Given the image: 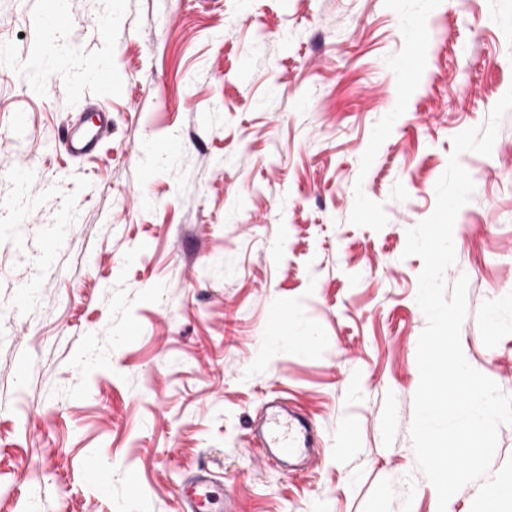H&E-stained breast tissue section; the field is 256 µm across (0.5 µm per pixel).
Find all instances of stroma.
Wrapping results in <instances>:
<instances>
[{
  "instance_id": "1",
  "label": "stroma",
  "mask_w": 512,
  "mask_h": 512,
  "mask_svg": "<svg viewBox=\"0 0 512 512\" xmlns=\"http://www.w3.org/2000/svg\"><path fill=\"white\" fill-rule=\"evenodd\" d=\"M65 2L58 35L41 0H0V512H183L200 464L239 512H437L410 432L423 262L403 251L453 137L512 87V0ZM102 64L112 131L75 161L60 132ZM460 163L445 281L468 278L467 362L512 394V112ZM276 310L314 348L271 347ZM277 395L320 435L299 473L248 446Z\"/></svg>"
}]
</instances>
